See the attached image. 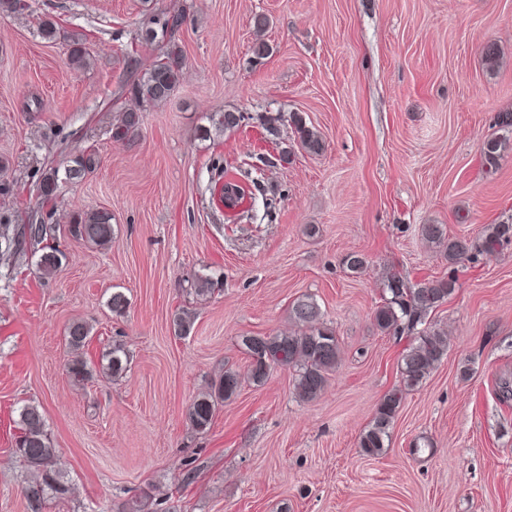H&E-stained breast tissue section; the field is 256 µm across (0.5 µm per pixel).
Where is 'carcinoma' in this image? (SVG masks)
Segmentation results:
<instances>
[{"label": "carcinoma", "instance_id": "obj_1", "mask_svg": "<svg viewBox=\"0 0 512 512\" xmlns=\"http://www.w3.org/2000/svg\"><path fill=\"white\" fill-rule=\"evenodd\" d=\"M185 15L153 14L145 24V40L157 36L167 39L159 59L128 85V96L134 99L138 108L126 109L115 117L112 123V141L128 145L139 135L143 124V113L168 101L180 84L185 67L182 48L175 41L176 28L183 24ZM68 61L72 69L81 71L89 64L88 53L80 34L67 37ZM247 119L242 112H216L209 116V126L201 130V137L209 139L213 134L232 131ZM297 140L302 149L319 154L324 143L319 134L306 126L299 115L291 119ZM509 145L504 136L488 139L483 150L484 166L495 168L501 151ZM95 164L94 155L80 154L69 161L63 169L51 168L41 176L42 196L51 199L62 183L76 184L85 179ZM235 190V203L226 216H234L245 210V188L238 181L223 183ZM112 213L106 210L76 211L70 218L71 235L99 247L112 242ZM421 235L429 243L445 249L448 262L454 263L476 253H491L504 243L512 240V224H493L477 242L466 238H450L440 224H424ZM63 254L55 248L40 255L38 266L44 276H51L61 265ZM216 282L208 277L190 281L186 294L203 296L214 291ZM455 289L453 278L437 279L413 284L401 273L391 272L386 277L384 299L374 313L377 327L394 336L410 338L400 361V381L379 402L371 425L359 437V453L366 457L380 456L388 447L390 429L405 395L420 386L447 355L448 338L438 329H418L424 316L447 301ZM291 320L297 325L294 332L272 335H251L242 337L241 343L249 357V377L255 384L263 383L271 371L288 367L295 371L294 389L302 400L317 398L327 385L328 375L339 362V344L335 330L324 323L318 303L311 297H303L293 303ZM174 335L185 337L190 334L193 322L182 310L172 318ZM92 326L82 320L72 321L65 332V345L72 352L83 350L89 341ZM128 354L120 342H113L107 364L102 373L118 378L125 373ZM68 373L77 385H85L94 377L93 369L83 360L68 363ZM242 380L239 374L226 369L201 392L188 409L187 421L191 429L205 433L211 426L216 406L232 399L238 392ZM20 433L15 439L14 453L31 470L40 475L41 483L29 493L30 506L40 509L44 495L63 496L70 492L66 476L54 468L56 448L53 447L45 429L40 407L34 404L24 406L20 411ZM116 512H157L152 495L144 493L140 500L123 504Z\"/></svg>", "mask_w": 512, "mask_h": 512}]
</instances>
